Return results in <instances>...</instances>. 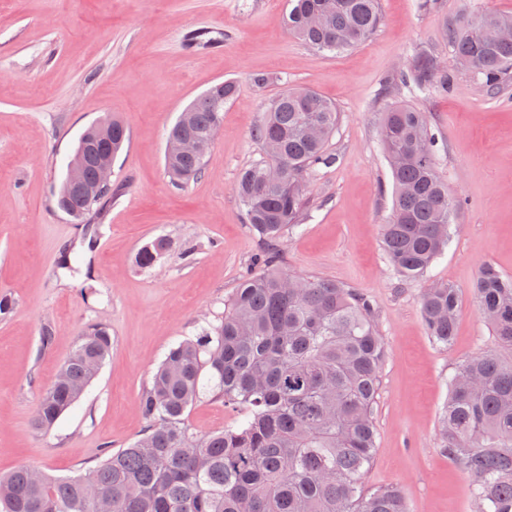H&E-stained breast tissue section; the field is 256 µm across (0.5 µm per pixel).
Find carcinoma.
<instances>
[{
  "instance_id": "1",
  "label": "carcinoma",
  "mask_w": 512,
  "mask_h": 512,
  "mask_svg": "<svg viewBox=\"0 0 512 512\" xmlns=\"http://www.w3.org/2000/svg\"><path fill=\"white\" fill-rule=\"evenodd\" d=\"M380 0H288L290 34L318 52L355 48L381 22ZM512 16L462 13L451 30L457 58L491 93L512 83ZM395 85L448 91L451 76L424 51L396 74ZM231 81L215 84L175 123L168 140L188 136L196 153L165 154L177 184L201 174ZM336 107L310 89L286 91L253 130L264 156L244 169L235 191L249 224L273 245L295 231L306 209L310 175L336 164L326 144ZM117 155L127 138L118 119H105ZM91 124L75 150L87 148L81 180L62 182L56 206L83 222L112 202V187L89 195L96 181ZM381 142L393 183L392 214L382 225L387 259L401 277L423 275L450 241L457 203L435 163L436 137L425 113L403 105L383 112ZM157 238L138 263L161 255ZM266 271L243 280L217 323L172 347L139 397L148 426L127 448L87 474L52 479L23 465L0 477V512H408L397 485L373 492L364 477L375 450L373 417L385 347L369 303L333 280L303 277L261 256ZM479 316L499 347L512 351V277L485 263L473 287ZM429 336L450 345L460 314L456 288L441 284L421 295ZM112 348L107 326L79 337L39 400L34 425L50 429L98 374ZM202 398L240 410L224 429L198 434L185 413ZM442 449L472 481L475 512H512V363L486 350L458 361L442 416Z\"/></svg>"
}]
</instances>
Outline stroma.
I'll use <instances>...</instances> for the list:
<instances>
[{
    "label": "stroma",
    "mask_w": 512,
    "mask_h": 512,
    "mask_svg": "<svg viewBox=\"0 0 512 512\" xmlns=\"http://www.w3.org/2000/svg\"><path fill=\"white\" fill-rule=\"evenodd\" d=\"M380 9L362 45L320 54L288 33L287 0H0V298L12 302L0 314V475L29 465L77 476L141 435L138 400L168 350L198 336L260 270L267 246L235 183L263 155L253 129L265 108L309 88L339 113L327 144L337 161L310 178L306 218L276 263L346 284L372 307L386 353L365 489L401 487L410 512H473L470 480L441 448V414L457 361L496 348L474 306L482 265L512 276V89L489 94L447 32L465 11L512 15V0H380ZM218 27L223 52L188 56L187 30ZM425 49L453 88L424 97L392 86ZM226 80L238 95L203 173L172 185L168 129ZM393 105L426 113L444 145L438 173L459 203L450 246L412 280L389 265L381 235L393 186L379 130ZM108 116L129 141L112 162V201L84 231L53 194L79 135ZM159 237L168 251L140 267L139 250ZM440 282L461 301L446 348L420 309L423 290ZM96 322L109 328L110 355L52 430H36L42 391Z\"/></svg>",
    "instance_id": "stroma-1"
}]
</instances>
